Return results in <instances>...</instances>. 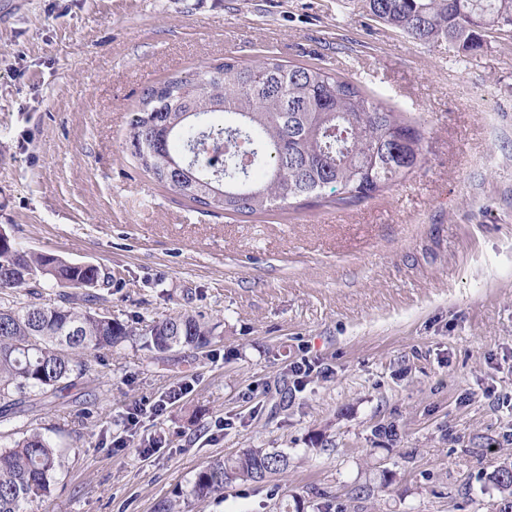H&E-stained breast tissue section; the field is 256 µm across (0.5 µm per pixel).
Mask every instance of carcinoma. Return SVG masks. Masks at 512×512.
I'll list each match as a JSON object with an SVG mask.
<instances>
[{
	"instance_id": "1",
	"label": "carcinoma",
	"mask_w": 512,
	"mask_h": 512,
	"mask_svg": "<svg viewBox=\"0 0 512 512\" xmlns=\"http://www.w3.org/2000/svg\"><path fill=\"white\" fill-rule=\"evenodd\" d=\"M362 2L377 21L425 44L447 41L470 51L490 31L512 29V0ZM124 147L158 184L205 213L226 215L264 214L310 198L350 204L405 177L423 158L422 133L404 113L350 77L272 55L251 62L226 57L146 88ZM327 187L335 196H322ZM110 281L97 266L34 254L13 238L0 243V291L22 289L26 296L0 306V428L37 403L94 382L100 353L131 336L157 354L202 351L215 342L213 329L189 314L141 329L113 319L95 292ZM46 284L59 289V304L39 302ZM60 459L38 432L0 448V512H26L45 501ZM287 468L283 452L247 448L210 461L181 497L205 500L232 479L259 483ZM492 482L512 495V463Z\"/></svg>"
}]
</instances>
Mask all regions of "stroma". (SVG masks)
<instances>
[{"mask_svg":"<svg viewBox=\"0 0 512 512\" xmlns=\"http://www.w3.org/2000/svg\"><path fill=\"white\" fill-rule=\"evenodd\" d=\"M264 55L363 75L416 121L420 166L348 207L249 216L138 168L123 142L144 89ZM0 227L111 273L116 320L190 313L222 336L170 365L127 341L96 389L31 412L18 432L64 460L34 512H156L245 448L287 471L191 512L291 495L305 512H512L491 481L512 453L511 35L423 44L362 0H0Z\"/></svg>","mask_w":512,"mask_h":512,"instance_id":"35a3bbf8","label":"stroma"}]
</instances>
